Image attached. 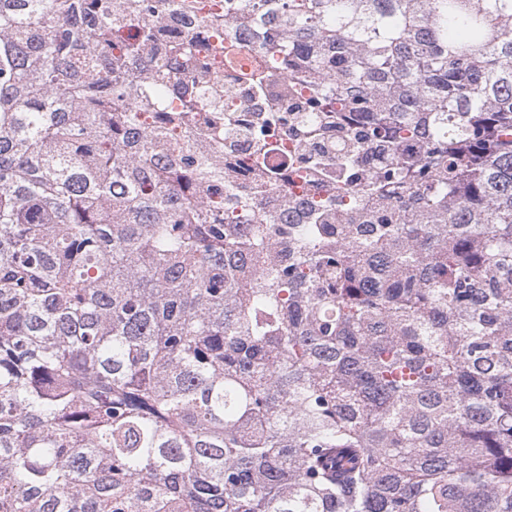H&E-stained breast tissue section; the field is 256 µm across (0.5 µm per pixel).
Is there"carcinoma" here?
Here are the masks:
<instances>
[{
  "label": "carcinoma",
  "mask_w": 512,
  "mask_h": 512,
  "mask_svg": "<svg viewBox=\"0 0 512 512\" xmlns=\"http://www.w3.org/2000/svg\"><path fill=\"white\" fill-rule=\"evenodd\" d=\"M0 512H512V0H0Z\"/></svg>",
  "instance_id": "obj_1"
}]
</instances>
